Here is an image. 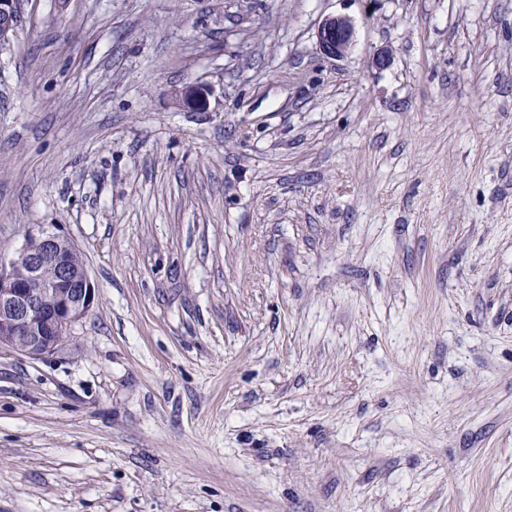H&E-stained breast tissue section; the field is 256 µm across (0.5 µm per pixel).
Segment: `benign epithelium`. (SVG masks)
Returning <instances> with one entry per match:
<instances>
[{
  "label": "benign epithelium",
  "mask_w": 512,
  "mask_h": 512,
  "mask_svg": "<svg viewBox=\"0 0 512 512\" xmlns=\"http://www.w3.org/2000/svg\"><path fill=\"white\" fill-rule=\"evenodd\" d=\"M16 28L15 0H0L1 45ZM353 41L354 25L345 16H328L318 26L317 45L328 58L346 56ZM77 252L68 236L29 227L15 256L0 259V350L44 359L86 316L97 293L87 267L71 261Z\"/></svg>",
  "instance_id": "7a95c632"
}]
</instances>
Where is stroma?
Masks as SVG:
<instances>
[{
    "label": "stroma",
    "mask_w": 512,
    "mask_h": 512,
    "mask_svg": "<svg viewBox=\"0 0 512 512\" xmlns=\"http://www.w3.org/2000/svg\"><path fill=\"white\" fill-rule=\"evenodd\" d=\"M19 15L0 254L97 301L0 352V512H512V0ZM354 25L345 16H328L317 29V45L322 55L328 58L346 56L354 41Z\"/></svg>",
    "instance_id": "1"
}]
</instances>
